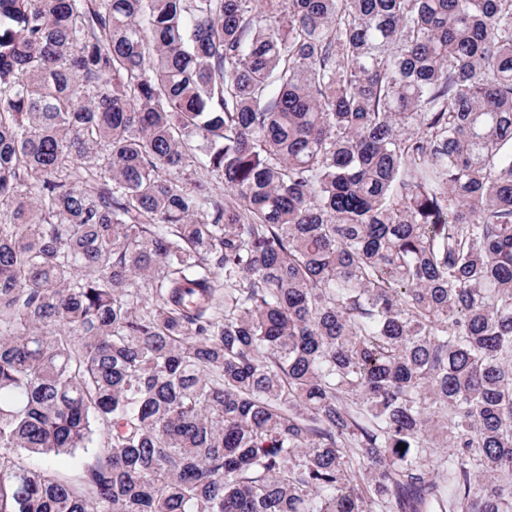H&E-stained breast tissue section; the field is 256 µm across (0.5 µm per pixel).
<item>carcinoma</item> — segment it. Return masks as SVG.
<instances>
[{"label":"carcinoma","mask_w":512,"mask_h":512,"mask_svg":"<svg viewBox=\"0 0 512 512\" xmlns=\"http://www.w3.org/2000/svg\"><path fill=\"white\" fill-rule=\"evenodd\" d=\"M0 512H512V0H0Z\"/></svg>","instance_id":"obj_1"}]
</instances>
